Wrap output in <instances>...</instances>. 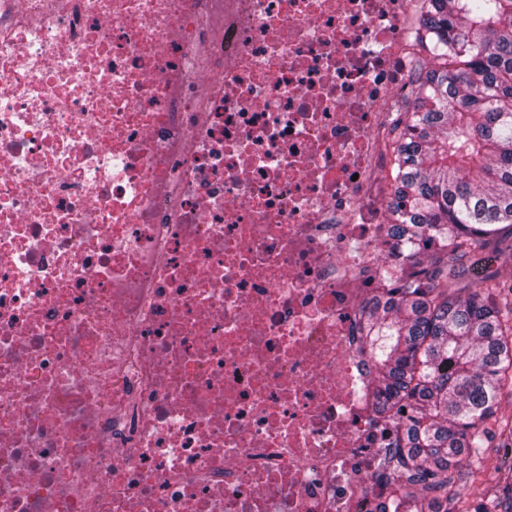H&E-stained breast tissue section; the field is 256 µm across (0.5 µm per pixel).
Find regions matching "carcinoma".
Masks as SVG:
<instances>
[{"mask_svg": "<svg viewBox=\"0 0 512 512\" xmlns=\"http://www.w3.org/2000/svg\"><path fill=\"white\" fill-rule=\"evenodd\" d=\"M414 2L387 203L397 251L379 269L394 287L358 318L366 395L398 415L381 457L394 512H512V466L494 470L493 493L475 478L512 385V282L471 276L478 249L512 263V0Z\"/></svg>", "mask_w": 512, "mask_h": 512, "instance_id": "obj_1", "label": "carcinoma"}]
</instances>
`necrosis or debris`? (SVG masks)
<instances>
[{
    "mask_svg": "<svg viewBox=\"0 0 512 512\" xmlns=\"http://www.w3.org/2000/svg\"><path fill=\"white\" fill-rule=\"evenodd\" d=\"M413 7L0 0V512L388 507Z\"/></svg>",
    "mask_w": 512,
    "mask_h": 512,
    "instance_id": "necrosis-or-debris-1",
    "label": "necrosis or debris"
}]
</instances>
